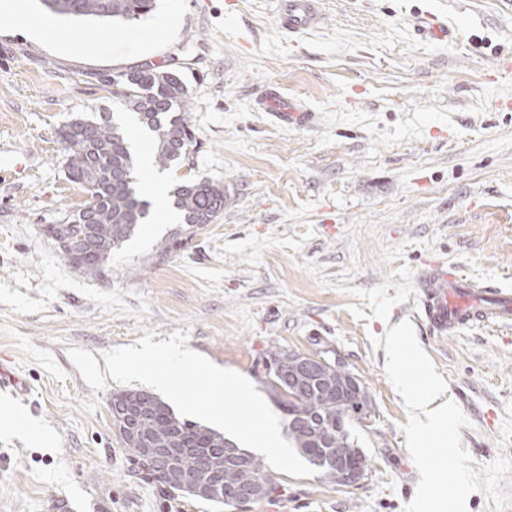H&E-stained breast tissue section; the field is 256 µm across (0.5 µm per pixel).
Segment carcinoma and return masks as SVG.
<instances>
[{
    "label": "carcinoma",
    "mask_w": 512,
    "mask_h": 512,
    "mask_svg": "<svg viewBox=\"0 0 512 512\" xmlns=\"http://www.w3.org/2000/svg\"><path fill=\"white\" fill-rule=\"evenodd\" d=\"M158 0H40L49 12L66 17L95 18L100 21H137L156 8ZM103 81L112 85V94L136 114L138 123L151 133L156 143L155 163L160 168L183 164L193 143L186 86L174 70H159L144 65L123 79L108 76ZM58 138L65 151L68 177L88 193L86 204L72 215L82 218L70 226L74 235L88 227L98 237L118 247L132 237L145 223L150 203L135 189L140 172L131 145L123 129L111 119L75 118L62 126ZM172 205L185 224L200 229L212 223L224 211L227 196L224 186L200 178L183 181L170 192ZM109 254L91 253L82 260L77 271L97 278L105 273ZM273 398L286 414L289 441L303 458L320 455L336 447V440L348 437L349 444L358 442L349 426L355 416L336 402V391L312 390L294 399L276 387ZM142 412L139 429L153 438L158 448H178L195 444L183 455L182 464L193 472H201L203 457L223 465L224 480L220 489L203 497L178 487L165 478L147 471L152 480L159 478L178 492L204 502L236 507V494L243 487L255 489L256 499L269 498L276 485L259 459L245 464H224L225 436L212 429L178 417L159 397L143 391H121L112 394Z\"/></svg>",
    "instance_id": "obj_1"
}]
</instances>
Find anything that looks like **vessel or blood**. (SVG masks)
Segmentation results:
<instances>
[{
    "label": "vessel or blood",
    "instance_id": "obj_1",
    "mask_svg": "<svg viewBox=\"0 0 512 512\" xmlns=\"http://www.w3.org/2000/svg\"><path fill=\"white\" fill-rule=\"evenodd\" d=\"M323 21V0H278L277 24L285 32L303 34ZM263 107L285 127L302 126L312 118L276 91L269 93ZM418 286L420 317L431 332L447 336L464 327L512 325V290L475 281L459 266L434 263Z\"/></svg>",
    "mask_w": 512,
    "mask_h": 512
}]
</instances>
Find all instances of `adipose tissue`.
I'll list each match as a JSON object with an SVG mask.
<instances>
[{
  "label": "adipose tissue",
  "instance_id": "adipose-tissue-1",
  "mask_svg": "<svg viewBox=\"0 0 512 512\" xmlns=\"http://www.w3.org/2000/svg\"><path fill=\"white\" fill-rule=\"evenodd\" d=\"M387 343L400 354L399 359L391 363L397 382L403 394L422 413L411 439L412 445L420 448L435 437L443 435L447 422L453 416V408L440 402L442 389L432 379L427 359L415 347L404 328L393 329ZM405 354L410 357L406 363L401 360Z\"/></svg>",
  "mask_w": 512,
  "mask_h": 512
}]
</instances>
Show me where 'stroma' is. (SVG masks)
I'll list each match as a JSON object with an SVG mask.
<instances>
[{
	"instance_id": "obj_1",
	"label": "stroma",
	"mask_w": 512,
	"mask_h": 512,
	"mask_svg": "<svg viewBox=\"0 0 512 512\" xmlns=\"http://www.w3.org/2000/svg\"><path fill=\"white\" fill-rule=\"evenodd\" d=\"M325 22L294 35L277 0H159L134 23L66 20L39 0H0V512H234L171 497L136 474L112 424L105 352L186 332L187 348L240 372L264 399L269 351L335 350L365 383L355 423L368 471L354 486L271 476L248 512H417L414 413L396 388L389 328L406 325L455 411L425 457L460 472L461 508L512 512V327L436 336L410 311L436 261L512 289V0H324ZM57 28L34 38L17 12ZM436 16L450 37L429 39ZM151 64L177 68L196 137L180 166L143 168L170 190L223 184L214 223L181 248L167 201L114 249L104 276L74 270L43 233L87 201L58 129L110 113L136 148L148 137L103 85ZM314 119L284 127L269 91Z\"/></svg>"
}]
</instances>
